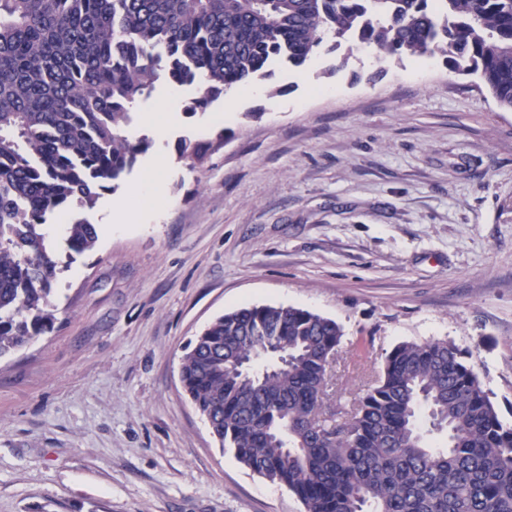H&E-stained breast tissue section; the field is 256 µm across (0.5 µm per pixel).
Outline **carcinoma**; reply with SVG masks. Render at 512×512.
I'll return each instance as SVG.
<instances>
[{
	"instance_id": "carcinoma-1",
	"label": "carcinoma",
	"mask_w": 512,
	"mask_h": 512,
	"mask_svg": "<svg viewBox=\"0 0 512 512\" xmlns=\"http://www.w3.org/2000/svg\"><path fill=\"white\" fill-rule=\"evenodd\" d=\"M346 41L440 53L512 111V0H0V358L52 328L61 257L94 249L83 211L150 148L127 128L160 77L199 87L193 114ZM223 146L221 131L178 152L194 168ZM62 213L60 250L46 225ZM343 336L301 307L239 308L196 337L181 383L221 447L305 512H512V426L469 353L401 342L343 412L328 404ZM279 349L285 364L238 371Z\"/></svg>"
}]
</instances>
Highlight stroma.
I'll list each match as a JSON object with an SVG mask.
<instances>
[{"instance_id":"obj_1","label":"stroma","mask_w":512,"mask_h":512,"mask_svg":"<svg viewBox=\"0 0 512 512\" xmlns=\"http://www.w3.org/2000/svg\"><path fill=\"white\" fill-rule=\"evenodd\" d=\"M255 98L180 114L167 203L100 231L52 285L51 330L0 358V512H305L221 449L180 381L226 312L292 305L345 332L334 402L403 341L448 339L512 424V112L444 56L354 48ZM226 113L223 123L210 112ZM223 148L200 168L180 139Z\"/></svg>"}]
</instances>
